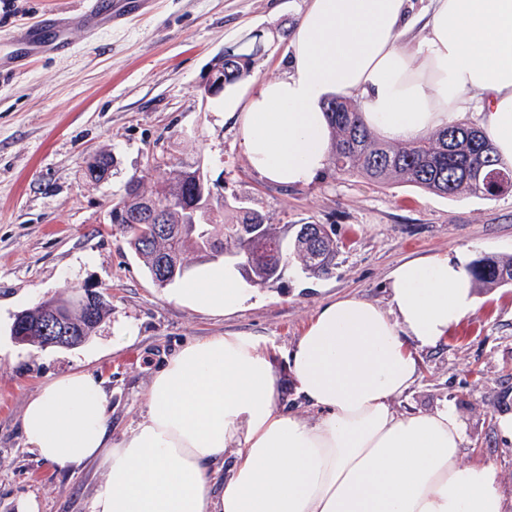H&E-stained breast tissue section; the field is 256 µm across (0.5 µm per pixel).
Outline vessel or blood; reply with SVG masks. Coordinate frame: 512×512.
<instances>
[{
	"label": "vessel or blood",
	"instance_id": "b4317fda",
	"mask_svg": "<svg viewBox=\"0 0 512 512\" xmlns=\"http://www.w3.org/2000/svg\"><path fill=\"white\" fill-rule=\"evenodd\" d=\"M156 0H81L78 8L45 13L0 35V82L26 72L37 59L62 55L74 31L93 35L153 12Z\"/></svg>",
	"mask_w": 512,
	"mask_h": 512
}]
</instances>
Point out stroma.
<instances>
[{"mask_svg": "<svg viewBox=\"0 0 512 512\" xmlns=\"http://www.w3.org/2000/svg\"><path fill=\"white\" fill-rule=\"evenodd\" d=\"M78 0H0V32ZM306 0H160L156 12L88 37L0 83V512L33 498L40 512H90L104 475L96 465L67 472L39 459L21 432L28 398L75 369L102 379L114 435L144 414V394L164 356L185 341L240 331L266 344L277 368L318 306L357 295L388 301L401 262L470 247L473 257L512 255V195L440 197L404 184L383 188L330 172L283 188L263 180L241 153L224 106L253 80L281 71L280 40L250 78L202 101L196 88L226 47L258 30L297 23ZM111 152L108 183L84 177L92 156ZM200 163L224 185L228 203L275 224H322L338 245L324 277L288 267L273 287L230 317L176 304L155 285L108 213L150 155ZM94 283L112 312L86 343L39 348L17 343L15 317L38 302ZM478 308L433 348L416 350L419 377L394 401L398 413L454 408L466 430L464 459L494 463L512 497V443L497 420L512 413V286L474 287Z\"/></svg>", "mask_w": 512, "mask_h": 512, "instance_id": "35a3bbf8", "label": "stroma"}]
</instances>
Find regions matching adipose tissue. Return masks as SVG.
Masks as SVG:
<instances>
[{
    "label": "adipose tissue",
    "instance_id": "obj_1",
    "mask_svg": "<svg viewBox=\"0 0 512 512\" xmlns=\"http://www.w3.org/2000/svg\"><path fill=\"white\" fill-rule=\"evenodd\" d=\"M331 96L356 101L400 143L477 112L512 163V0H308L280 75L228 108L260 177L315 180L329 161ZM469 262L462 247L401 263L384 307L324 302L281 372L243 332L186 344L153 376L144 419L119 438L99 379H51L27 400L25 442L55 467L104 471L92 512H507L496 467L462 463L453 408H392L416 380L414 349L475 313ZM252 291L226 259L196 266L173 298L230 316ZM285 372L316 420L285 406Z\"/></svg>",
    "mask_w": 512,
    "mask_h": 512
}]
</instances>
